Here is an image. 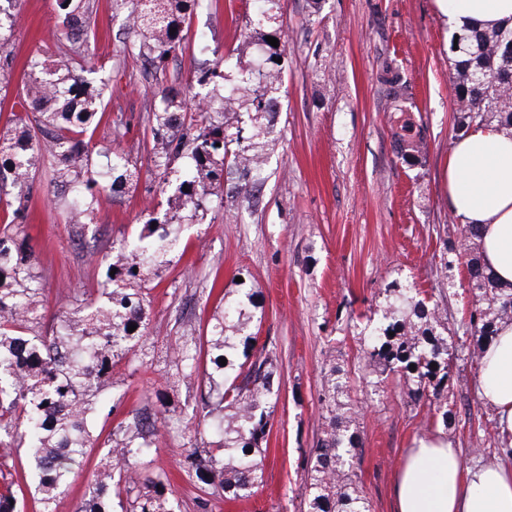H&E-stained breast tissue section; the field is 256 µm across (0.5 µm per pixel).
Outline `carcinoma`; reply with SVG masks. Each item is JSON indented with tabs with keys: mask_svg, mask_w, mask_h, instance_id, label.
<instances>
[{
	"mask_svg": "<svg viewBox=\"0 0 512 512\" xmlns=\"http://www.w3.org/2000/svg\"><path fill=\"white\" fill-rule=\"evenodd\" d=\"M201 2L113 0L135 14L133 50L156 72L185 50L186 21ZM54 9L55 58L29 61L11 119L0 129V174L9 173L18 187L6 202L11 219L0 228V512H19L9 461L20 448L28 455L25 479L38 493L39 512H52L86 449L94 447L101 399L116 387L123 360L136 368L156 360L145 338L149 284L170 264L181 225L203 221L223 206L226 194L257 204L269 146L281 137L287 57L280 0H246L242 44L195 65L188 87L196 90L197 111L187 113L183 93L172 88L162 90L161 107L148 116V173L162 194H170L168 211L161 219L149 217L136 235L102 256L101 288L68 292L69 308L46 318L47 288L24 230L36 173L47 168L53 185L75 188L66 214L77 233L94 222L101 193H119L141 178L130 150L109 151L103 169L96 167L92 140L106 115L105 82L97 87L91 76L105 64L91 63V0H54ZM3 28L0 18V84L14 69ZM268 36L279 46H271ZM458 40L469 50L451 58L454 136L489 124L512 129V28L472 26ZM378 82L397 112V139L419 142L421 130L406 116L409 84L399 65L386 64ZM464 264L460 287L478 297L466 323L468 346L448 335V321L431 293L396 280L383 290L378 318L357 333L376 387L397 378L401 400L413 411L427 409L446 430L457 421L447 398L459 352L467 350L464 360L480 366L496 326L512 321V288L498 287L478 251L465 253ZM262 315L259 291L235 288L224 292L206 326L176 319L177 342L162 359L167 390L155 394L154 410H137L112 428L91 494L78 512H180L167 476L139 468L160 421L179 435L182 426H194L182 444L181 467L200 484V512L210 508L211 487L228 500L254 493L263 481V443L279 395L278 347L259 343ZM130 325L136 330L128 331ZM201 371L208 386L195 394L191 409L170 412L168 390ZM322 396L327 427L306 457V512H371L358 481L362 440L347 374L330 370Z\"/></svg>",
	"mask_w": 512,
	"mask_h": 512,
	"instance_id": "cac0c4a2",
	"label": "carcinoma"
}]
</instances>
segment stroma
<instances>
[{
	"label": "stroma",
	"mask_w": 512,
	"mask_h": 512,
	"mask_svg": "<svg viewBox=\"0 0 512 512\" xmlns=\"http://www.w3.org/2000/svg\"><path fill=\"white\" fill-rule=\"evenodd\" d=\"M52 0H17L11 7L16 57L0 85V127L18 93L26 65L53 40ZM287 32L279 125L283 138L268 157V179L257 207L225 198L203 223L184 225L170 264L151 283L148 334L156 353L175 341L174 320L205 324L221 292L243 283L261 289V339L275 340L280 391L274 408L258 492L237 501H213L212 512H305V457L321 436L320 400L332 365L347 369L363 439L359 481L372 512H393L394 475L414 440L437 432L433 418L407 409L399 397L372 394L356 334L392 280H408L441 295L448 327L461 333L476 299L460 283L466 240L448 207L442 172L454 140L450 83V29L434 0H281ZM243 0H205L191 18L188 41L204 38L217 53L241 43ZM135 33L112 0H95L91 50L106 62L104 99L122 113V147L138 146L148 166L145 122L157 110L159 88H186L191 54L171 58L166 76L152 74L130 52ZM396 61L409 82L412 113L425 146L398 161L389 123L391 104L378 76ZM31 201L27 236L49 290L47 311L65 305L68 290L99 288L96 265L113 241L132 234L163 196L149 177L136 189L100 199L98 220L73 234L53 206L48 173ZM476 370L458 362L448 403L459 424L447 436L471 466L496 456L502 442L495 411L477 394ZM164 376L141 368L117 393L121 413L153 405ZM181 441L160 428L157 447L143 460L146 473L167 472L169 491L183 512H197L192 480L179 465ZM106 450L89 449L85 463L54 503L76 512Z\"/></svg>",
	"instance_id": "obj_1"
}]
</instances>
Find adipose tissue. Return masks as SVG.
<instances>
[{"instance_id": "obj_1", "label": "adipose tissue", "mask_w": 512, "mask_h": 512, "mask_svg": "<svg viewBox=\"0 0 512 512\" xmlns=\"http://www.w3.org/2000/svg\"><path fill=\"white\" fill-rule=\"evenodd\" d=\"M454 30L512 23V0H434ZM448 206L482 233L481 256L499 285L512 288V134L494 126L454 141L443 174ZM478 394L512 441V322L501 323L481 359ZM394 512H512V462L464 466L443 434L408 449L393 483Z\"/></svg>"}]
</instances>
